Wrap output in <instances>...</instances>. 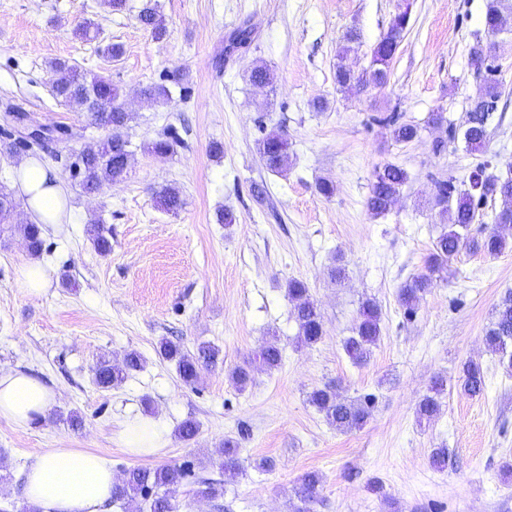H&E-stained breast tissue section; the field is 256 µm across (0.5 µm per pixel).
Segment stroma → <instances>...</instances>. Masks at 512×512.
<instances>
[{
    "mask_svg": "<svg viewBox=\"0 0 512 512\" xmlns=\"http://www.w3.org/2000/svg\"><path fill=\"white\" fill-rule=\"evenodd\" d=\"M148 1L166 19L163 40L138 20ZM487 3L126 0L117 13L103 0H0V114L11 105L63 130L49 150L21 143L14 155H0V185L11 186L28 158L65 172L73 151L107 136L52 96L57 59L123 88L134 150L128 179L97 195H79L65 181L66 221L43 232L40 259L53 275L42 296L16 286L30 258L16 227L29 214L18 209L15 226L0 225V368L31 374L58 394L45 416L26 425L0 418V512H21L22 469L36 448L100 453L119 476L188 463L196 476L223 478L216 500L181 484V512H292L297 479L307 471L322 477L314 512H512V372L484 344L496 305L512 292V249L495 257L459 252L413 316L398 299L400 287L424 272L445 227L430 204L435 180L450 177L463 189L477 167L495 174L512 163V29L487 36ZM404 4L410 28L388 83L340 90L335 72L345 34L361 35L347 63L362 70ZM88 21L96 40L76 34ZM244 23L253 30L250 47L216 66L227 35ZM486 38L495 43L502 97L485 147L472 151L448 131L462 128L483 88L469 51ZM110 43L121 44L122 55H104ZM257 63L274 70L273 86L250 83ZM154 83L172 90L171 101L140 96ZM394 113L418 126V139H393ZM262 125L286 133L289 170L262 164ZM171 128L179 138L173 152L148 154L145 144ZM388 163L409 180L391 210L375 217L366 200L375 170ZM323 180L334 187L331 197L317 190ZM165 185L181 192L176 212L155 201ZM227 210L234 223L221 222ZM94 220L110 231L108 254L88 239ZM337 263L345 269L339 281L330 276ZM291 278L307 284L322 314L324 335L310 347L297 344L286 295ZM368 299L381 309L382 333L369 362L357 366L342 343ZM164 337L191 352L215 346L222 361L187 387L156 353ZM271 340L283 350L281 366L255 367L252 385L238 391L230 370ZM132 350L142 355V370L109 389L95 385L100 357L118 363ZM469 360L485 377L475 397L461 388ZM437 376L446 381L440 413L419 424L417 405ZM327 384L347 400L374 395L360 429L338 431L309 404V392ZM71 411L83 417L81 429L63 421ZM144 417L158 422L162 446L134 454L116 432ZM186 420L199 426L189 441L175 435ZM228 436L240 439L236 475L220 474L215 464ZM439 448L455 456L454 468L432 466ZM262 458L273 468H255Z\"/></svg>",
    "mask_w": 512,
    "mask_h": 512,
    "instance_id": "1",
    "label": "stroma"
}]
</instances>
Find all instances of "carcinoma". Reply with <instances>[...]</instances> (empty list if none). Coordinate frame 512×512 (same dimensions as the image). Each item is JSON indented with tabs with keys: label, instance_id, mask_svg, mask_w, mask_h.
<instances>
[{
	"label": "carcinoma",
	"instance_id": "carcinoma-1",
	"mask_svg": "<svg viewBox=\"0 0 512 512\" xmlns=\"http://www.w3.org/2000/svg\"><path fill=\"white\" fill-rule=\"evenodd\" d=\"M140 23L151 30L156 40L166 36V28L158 18L156 8L145 4L139 14ZM410 23V7L399 11L391 20L387 31L370 49V63L361 73H356L341 62L336 65V83L341 88L361 86L367 88L382 87L389 80L390 62ZM485 28L489 33H499L512 27V17L505 14L498 4L488 5ZM252 29L241 26L229 35L224 47L225 53H233L249 47L252 42ZM51 69L58 74L57 81L51 87L53 96L66 105L85 108L92 124L106 129V139L84 143L78 151L80 167L74 182L83 193L93 194L103 184L127 177L124 157L130 153L131 142L124 133L130 120L125 94L122 88L106 76H89L79 67L66 61H56ZM251 84L271 86L275 81L274 72L265 65H255L249 71ZM145 99L164 103L172 98L171 90L162 84H151L140 90ZM500 97L498 81L486 80L483 93L474 101L467 115V124L463 138L468 146L477 149L487 139V123L490 112L496 109ZM393 125V136L398 142H411L418 138L416 125L400 121V116L388 117ZM257 151L266 169L284 172L292 165L288 137L280 131H271L257 140ZM482 175L480 188L460 189L453 178L435 181L434 206L448 224L438 236L434 251L427 260V269L431 272L444 267L448 257L466 249L483 252L490 256L501 254L507 247L506 228L493 226L480 239L468 236V229L474 223L480 207L489 199L502 201V209L495 215L494 221L512 224V166L494 175ZM409 179L408 172L396 165L387 164L379 169L366 207L371 215L378 217L386 214L392 201L398 197L402 187ZM159 203L168 211L179 209L183 200L180 191L173 186H164L155 192ZM19 203L12 191L0 186V224H11ZM19 231L26 241L31 254H38L43 245L42 229L37 224H20ZM88 238L95 251L106 254L111 250L109 230L97 222L87 228ZM432 287L428 274H419L406 281L399 291V302L409 315H414L424 294ZM289 301L294 305V314L298 325L297 342L304 346L318 343L323 337V321L320 311L311 300L306 284L299 279H290L286 284ZM381 336V312L376 303L367 300L362 303L354 335L343 343V349L356 365L367 363L374 346ZM485 343L489 351L499 354L500 362L512 370V293L505 295L498 303L494 321L485 334ZM158 353L162 359L175 365L182 382L194 385L204 366H214L218 362L219 350L210 345H201L191 353L172 340L160 342ZM282 363V350L277 341H270L258 353L236 366L231 380L243 391L253 382L252 372L255 365L270 370L277 369ZM142 368L141 355L135 351L127 353L120 364L109 360H100L93 369L94 381L100 388H109L125 381L131 373ZM443 383L436 380L431 388L432 394L425 396L418 404L419 420L430 421L440 411L439 396ZM484 373L479 363L468 361L463 365V388L470 395L483 392ZM309 403L322 413L327 422L340 431H351L361 427L369 415L371 401L352 402L338 398L330 386L314 389L308 397ZM240 442L228 437L224 439V448L220 452L218 467L224 473H236L240 469ZM191 472L180 465L162 468H133L126 472L124 479L112 491V503L118 504L130 512H140L141 504H146L149 512H178L179 505L172 493ZM322 477L315 471H308L299 477L296 494L300 501L295 512H311L310 505L316 502ZM196 495L210 499L224 496V482L200 480Z\"/></svg>",
	"mask_w": 512,
	"mask_h": 512
}]
</instances>
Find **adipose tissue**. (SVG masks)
Wrapping results in <instances>:
<instances>
[{"label":"adipose tissue","instance_id":"obj_1","mask_svg":"<svg viewBox=\"0 0 512 512\" xmlns=\"http://www.w3.org/2000/svg\"><path fill=\"white\" fill-rule=\"evenodd\" d=\"M13 185L25 209L38 224H60L67 196L58 173L36 161L18 167ZM56 401L55 392L21 371L0 370V418L24 425L44 414ZM116 483L111 460L73 448H38L23 471V496L38 512H105Z\"/></svg>","mask_w":512,"mask_h":512}]
</instances>
